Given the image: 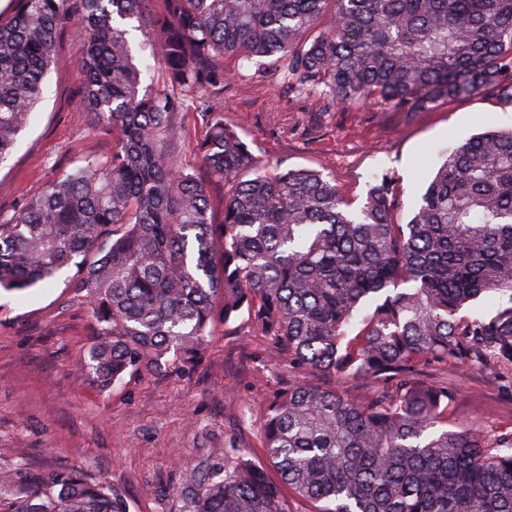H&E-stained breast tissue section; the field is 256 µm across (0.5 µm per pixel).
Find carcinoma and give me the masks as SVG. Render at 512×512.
Returning a JSON list of instances; mask_svg holds the SVG:
<instances>
[{
    "label": "carcinoma",
    "instance_id": "cac0c4a2",
    "mask_svg": "<svg viewBox=\"0 0 512 512\" xmlns=\"http://www.w3.org/2000/svg\"><path fill=\"white\" fill-rule=\"evenodd\" d=\"M19 0L0 22V162L41 99L58 33L79 20L81 103L116 134L0 223V289L49 284L65 268L97 341L81 363L102 389L138 371L198 362L216 317L246 316L274 357L337 379L308 381L265 409L277 474L230 448L191 468L188 512H512V429L448 422L458 390L419 367L512 374V130L446 153L406 224L394 179L350 208L319 170L259 164L206 112L209 179L184 169L175 91L222 88L219 64L264 58L300 85L395 112L512 98V0ZM150 47L165 85L144 86ZM227 186L213 219L211 183ZM493 299L487 310L472 302ZM0 512H127L122 497L66 471L32 489L0 473Z\"/></svg>",
    "mask_w": 512,
    "mask_h": 512
}]
</instances>
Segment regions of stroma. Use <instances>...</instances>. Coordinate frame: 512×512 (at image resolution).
Listing matches in <instances>:
<instances>
[{
    "mask_svg": "<svg viewBox=\"0 0 512 512\" xmlns=\"http://www.w3.org/2000/svg\"><path fill=\"white\" fill-rule=\"evenodd\" d=\"M76 30L57 41L49 80L11 156L0 164V220L42 191L79 157L108 156L113 135L80 103ZM237 70L222 88L189 94L177 113L180 161L198 167L204 111L220 112L265 165L308 167L333 177L342 198L359 206L374 174L395 176L399 223H407L442 154L463 137L512 129V100L462 98L426 112H394L367 101L346 106L302 91L271 60ZM65 270L46 288L0 292V471L22 468L28 483L76 469L119 492L128 512H186L185 468L220 464L225 449L264 450V404L309 375L276 361L245 320L217 324L205 357L191 369L138 373L100 389L80 370L96 341L91 310L68 288ZM461 388L459 416L481 427L512 426V380L452 370Z\"/></svg>",
    "mask_w": 512,
    "mask_h": 512,
    "instance_id": "1",
    "label": "stroma"
}]
</instances>
